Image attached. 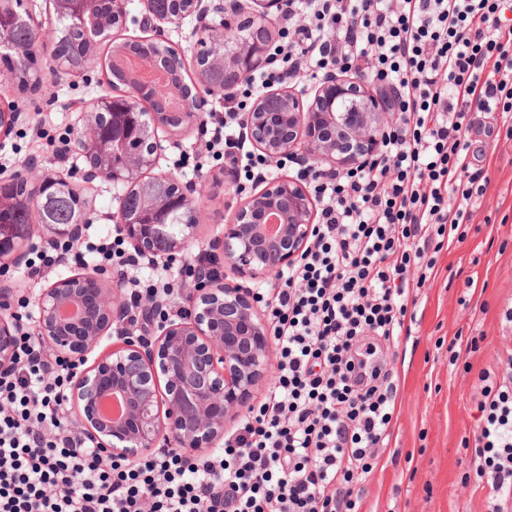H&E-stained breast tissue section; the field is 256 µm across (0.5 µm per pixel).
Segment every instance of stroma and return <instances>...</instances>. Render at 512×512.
<instances>
[{
    "instance_id": "35a3bbf8",
    "label": "stroma",
    "mask_w": 512,
    "mask_h": 512,
    "mask_svg": "<svg viewBox=\"0 0 512 512\" xmlns=\"http://www.w3.org/2000/svg\"><path fill=\"white\" fill-rule=\"evenodd\" d=\"M145 13V0H129L120 25L110 29L107 42L95 45V63L81 72L59 75L48 50H41L36 59L42 81L36 88L19 90L6 79L8 63L0 59V104L12 105L17 114L10 131L0 135V180L28 166L66 179L87 197L85 234L93 239L113 234L126 186L88 182V166L76 148L54 153L35 129L81 133L98 102L123 95L124 86L110 85L100 60L110 45L152 38L142 24ZM199 131L196 123L177 130L156 126L160 150L146 172L150 178L170 172L181 187L205 189L192 243L173 256L169 274L176 280L186 264L223 268V254L213 243L244 199L223 162L207 159L198 170L180 167L181 154L201 151ZM471 140L475 156L492 150L496 157L466 240L439 253L440 272L420 289L409 332L398 346L367 341L382 370L398 374L400 388L390 445L358 483L363 512H488L486 491L472 476V451L464 441L478 424V369H502L501 357L512 349V323L504 318L512 307V142L493 143L480 130ZM474 337L480 340L475 350L469 347Z\"/></svg>"
}]
</instances>
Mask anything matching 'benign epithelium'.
Returning a JSON list of instances; mask_svg holds the SVG:
<instances>
[{
    "label": "benign epithelium",
    "mask_w": 512,
    "mask_h": 512,
    "mask_svg": "<svg viewBox=\"0 0 512 512\" xmlns=\"http://www.w3.org/2000/svg\"><path fill=\"white\" fill-rule=\"evenodd\" d=\"M189 5H184V2ZM288 8V0H173L172 11H149L144 25L155 35L164 25L194 15L198 41L224 47V87L229 91L271 61L262 29L270 9ZM24 45H0V58L17 63L33 56L43 45L42 33L32 28ZM128 97L134 109L141 98L151 111L166 110V103L182 98L180 88L166 79L145 84L128 76ZM306 104L303 95L269 89L245 114L248 139L273 158L296 154L306 144L304 159L315 166L325 161L351 167L377 150L379 133L392 120L388 98L373 93L357 75L342 68L325 75ZM207 101L203 96L184 100L183 121L199 120ZM140 169L93 168L88 179L114 184L137 177ZM279 220L268 231L271 217ZM312 199L300 181L272 179L251 195L224 225L215 247L224 263L240 279L277 274L301 256L313 231ZM118 227L133 255L165 258L189 247L193 225L169 223L164 213L153 223L119 213ZM188 306L166 319L159 333L137 334L122 326L128 298L120 283L102 282L96 271L60 278L34 297L35 331L44 352L69 360L75 375L65 395L75 424L96 447L114 458L135 461L156 448H177L188 463L195 452L224 439L226 425L239 416L253 390L272 377L273 345L269 323L261 316L250 288L209 274L194 277L178 289ZM74 305L78 314L64 317L61 310ZM120 345L87 367L86 356L111 328ZM20 324L0 314V370L12 366ZM123 401L122 416L107 420L99 411L105 396Z\"/></svg>",
    "instance_id": "1"
}]
</instances>
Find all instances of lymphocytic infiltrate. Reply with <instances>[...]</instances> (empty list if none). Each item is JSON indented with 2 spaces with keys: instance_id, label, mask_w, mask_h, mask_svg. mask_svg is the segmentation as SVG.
Returning <instances> with one entry per match:
<instances>
[{
  "instance_id": "obj_1",
  "label": "lymphocytic infiltrate",
  "mask_w": 512,
  "mask_h": 512,
  "mask_svg": "<svg viewBox=\"0 0 512 512\" xmlns=\"http://www.w3.org/2000/svg\"><path fill=\"white\" fill-rule=\"evenodd\" d=\"M274 53L206 123L213 159L243 183L272 167L244 149L259 88L340 65L389 81L398 117L371 160L312 175L314 233L282 287L257 294L277 358L269 394L194 466L173 452L115 459L63 428L68 373L23 331L0 373V512H360L353 485L391 441L398 388L367 380L354 349L398 342L445 240L466 239L489 183L469 158L478 117L512 140V0H290ZM478 379L475 475L493 512H512V359Z\"/></svg>"
}]
</instances>
